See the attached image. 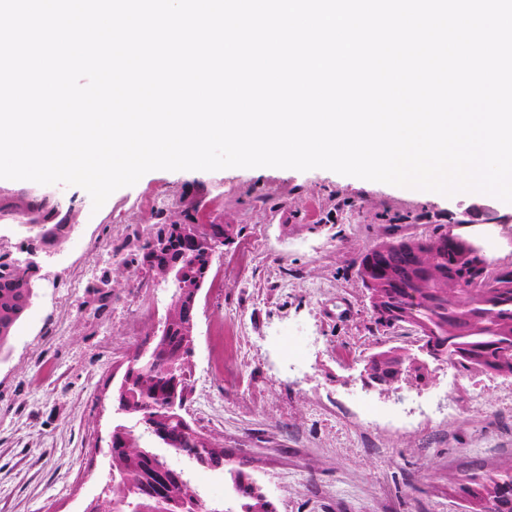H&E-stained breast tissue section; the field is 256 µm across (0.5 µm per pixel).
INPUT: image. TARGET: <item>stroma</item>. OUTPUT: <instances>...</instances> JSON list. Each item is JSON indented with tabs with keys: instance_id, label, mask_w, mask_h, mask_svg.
<instances>
[{
	"instance_id": "1",
	"label": "stroma",
	"mask_w": 512,
	"mask_h": 512,
	"mask_svg": "<svg viewBox=\"0 0 512 512\" xmlns=\"http://www.w3.org/2000/svg\"><path fill=\"white\" fill-rule=\"evenodd\" d=\"M66 239L40 252L35 296L0 353V512H83L109 479L115 373L158 325L169 290L136 288L117 266L137 238L195 210L237 234L221 247L195 316L188 419L224 445L226 471L171 458L208 503L232 501L242 468L276 512H465L460 478L512 468V375L429 365L426 384L367 381L387 337L357 277L383 237L456 233L490 268L512 266V204L424 195L326 169L154 170L93 209L81 187ZM472 221L459 225L462 212ZM245 279L221 277L244 243ZM151 313L130 331L126 314ZM238 329L239 381L213 368V330Z\"/></svg>"
}]
</instances>
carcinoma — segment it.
<instances>
[{"instance_id":"obj_1","label":"carcinoma","mask_w":512,"mask_h":512,"mask_svg":"<svg viewBox=\"0 0 512 512\" xmlns=\"http://www.w3.org/2000/svg\"><path fill=\"white\" fill-rule=\"evenodd\" d=\"M27 195L25 190L0 191V223L29 226L33 238L26 239L25 251L34 241L45 247L59 244L71 229L73 207L50 192H40L26 202ZM180 224L188 232L171 241L169 258L181 260L185 287L177 288L167 281L151 284L153 288L173 289L169 313L161 327L145 333L144 339L152 337L154 341L147 350L133 353V367L116 388L115 399L122 405L120 415L135 419L143 433L168 453L187 457L203 467L222 469L224 446L210 434L201 444L185 432L183 415L174 402L192 387L194 337L186 331L194 323L195 312L188 305L204 276L209 241L220 232L230 235L232 230L228 225L197 224L187 209ZM153 237L150 232L140 239L136 257L122 260L119 266L126 269L132 263L140 269L153 253ZM389 244L386 267L368 265L365 256L358 265L357 276L371 310L403 305L404 297H411L407 319L401 320L396 330L410 335L422 332L446 345L443 354L453 356L449 363L458 369L475 370L512 352V270L496 276L490 288H466L464 284L475 275L471 260L445 245L442 236H400ZM409 244L418 251L419 264L426 274L407 263L402 247ZM39 279V268L20 267L13 258L0 254V351L30 305ZM408 362L416 364L415 378L428 375L426 364L418 362L411 349L403 346L378 350L368 365L373 375L388 384ZM108 455L112 462L108 495L96 501V512H269L270 503L240 468L230 470L236 497L228 506L207 504L190 478L176 469L168 472L167 483L156 489L158 466L165 460L121 422L112 428Z\"/></svg>"}]
</instances>
